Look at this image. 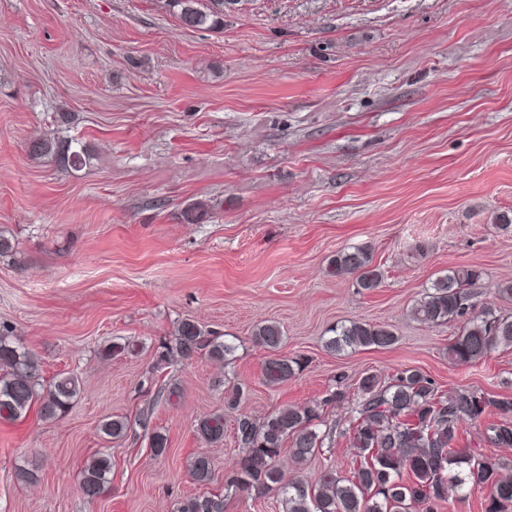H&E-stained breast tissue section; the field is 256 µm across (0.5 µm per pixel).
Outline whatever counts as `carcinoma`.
<instances>
[{
    "label": "carcinoma",
    "instance_id": "1",
    "mask_svg": "<svg viewBox=\"0 0 512 512\" xmlns=\"http://www.w3.org/2000/svg\"><path fill=\"white\" fill-rule=\"evenodd\" d=\"M183 26L191 29H220L224 26V0H167ZM35 156L51 154L64 168L86 164L84 150L73 141L37 138L30 142ZM332 276L357 275L367 291L380 287L382 273L372 265L367 249L350 247L330 260ZM481 272L469 267L448 269L432 284L431 291L412 308L414 319L425 324L460 322L457 336L448 345V357L457 364H472L501 345L512 346V316L494 305L476 300L471 287ZM324 347L331 353L392 346L397 336L390 327L367 322L341 324L332 330ZM255 342L269 352L264 363L266 383L279 385L302 369V359L281 354L284 330L275 322L253 329ZM234 347L219 340L192 319L177 326L173 339L159 346L156 367L175 359L190 360L203 354L222 361ZM81 392L78 377L68 374L45 383L41 361L35 353L8 336L0 335V419L17 420L33 404L45 419L66 415ZM358 400L346 422L336 424L349 436L357 450L349 475L333 468L320 472L312 484L284 480L277 461L284 443H290L294 460L302 463L322 447L313 421L316 406H291L278 410L261 422L242 415L235 421L236 442L241 454L229 475V486L262 495L276 491L283 512H437L456 492L468 484L487 491L484 512H512V479L502 475V464L485 458L477 450L458 446L463 425L487 422L491 444L512 447V397L496 396L473 389L448 393L428 375L406 368L387 380L373 374L358 382ZM129 429L123 417L102 423L101 431L111 439L125 436ZM197 434L210 445L224 441V414L214 413L199 420ZM112 472L111 457H93L81 472L80 489L93 502L105 491ZM194 480L207 485L213 463L205 453L191 464ZM177 512H224V498L193 495L182 499Z\"/></svg>",
    "mask_w": 512,
    "mask_h": 512
}]
</instances>
